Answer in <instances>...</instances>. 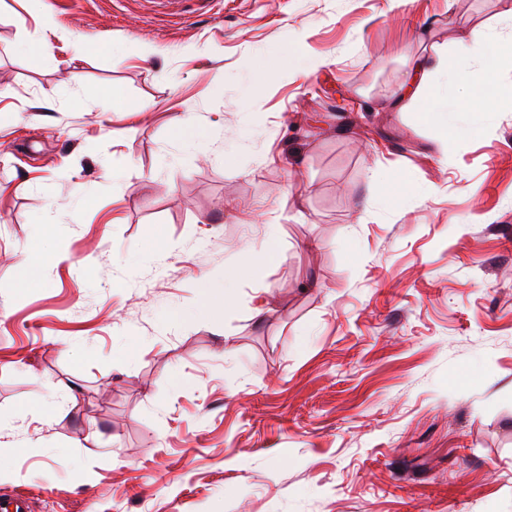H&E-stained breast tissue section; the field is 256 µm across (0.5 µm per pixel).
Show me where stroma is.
<instances>
[{
  "label": "stroma",
  "instance_id": "1",
  "mask_svg": "<svg viewBox=\"0 0 512 512\" xmlns=\"http://www.w3.org/2000/svg\"><path fill=\"white\" fill-rule=\"evenodd\" d=\"M177 9L0 0V421L23 444L0 494L512 512V99L456 134L396 109L422 48L479 69L457 31L501 0ZM308 57L326 63L308 75ZM26 261L41 282L23 290Z\"/></svg>",
  "mask_w": 512,
  "mask_h": 512
}]
</instances>
